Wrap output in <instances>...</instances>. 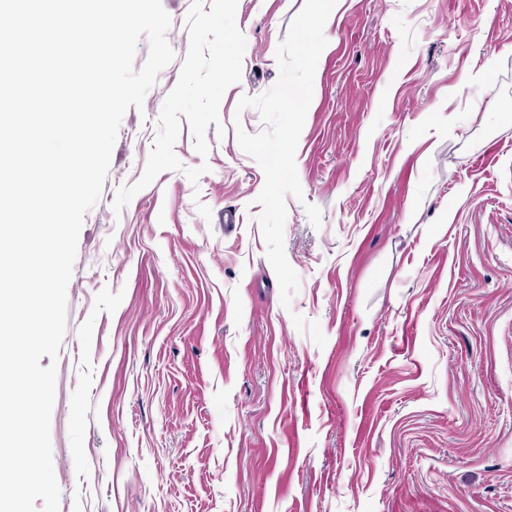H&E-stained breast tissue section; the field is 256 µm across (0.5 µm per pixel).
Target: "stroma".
<instances>
[{"label":"stroma","mask_w":512,"mask_h":512,"mask_svg":"<svg viewBox=\"0 0 512 512\" xmlns=\"http://www.w3.org/2000/svg\"><path fill=\"white\" fill-rule=\"evenodd\" d=\"M304 4L163 0L40 360L60 512H512V0H337L286 307L237 104Z\"/></svg>","instance_id":"stroma-1"}]
</instances>
